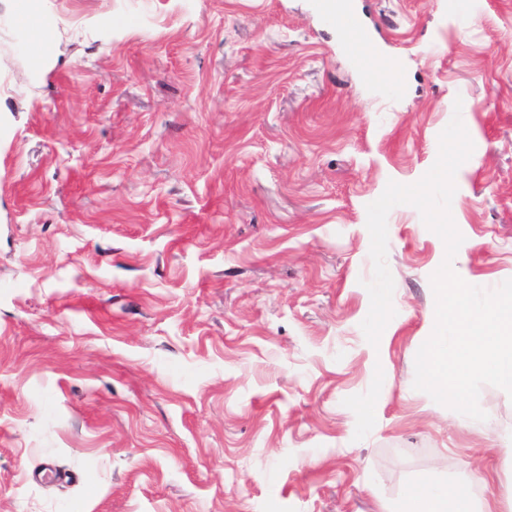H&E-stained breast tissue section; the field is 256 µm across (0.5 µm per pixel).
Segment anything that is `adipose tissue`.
<instances>
[{
	"mask_svg": "<svg viewBox=\"0 0 512 512\" xmlns=\"http://www.w3.org/2000/svg\"><path fill=\"white\" fill-rule=\"evenodd\" d=\"M395 512H494L489 503H478L468 482L412 483Z\"/></svg>",
	"mask_w": 512,
	"mask_h": 512,
	"instance_id": "adipose-tissue-1",
	"label": "adipose tissue"
}]
</instances>
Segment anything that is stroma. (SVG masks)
Listing matches in <instances>:
<instances>
[{"mask_svg": "<svg viewBox=\"0 0 512 512\" xmlns=\"http://www.w3.org/2000/svg\"><path fill=\"white\" fill-rule=\"evenodd\" d=\"M0 0V512H390L445 477L512 497L484 421L416 390L431 275L387 217L395 316L361 328L368 204L460 115L455 272L512 278V0ZM18 7L27 20L32 24L36 31V45L35 48L41 49L48 37L45 34L43 24L40 18L39 9L34 1L23 0L18 2Z\"/></svg>", "mask_w": 512, "mask_h": 512, "instance_id": "obj_1", "label": "stroma"}]
</instances>
